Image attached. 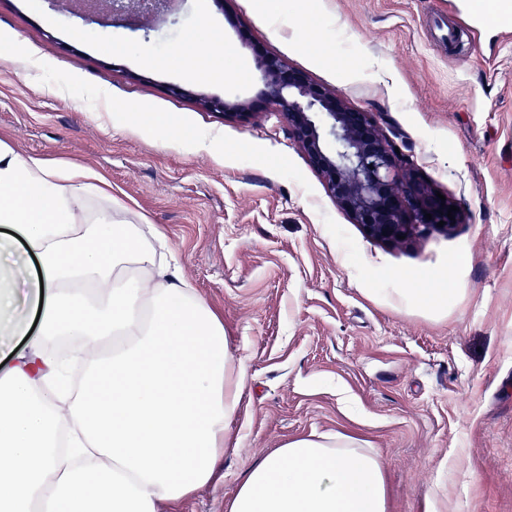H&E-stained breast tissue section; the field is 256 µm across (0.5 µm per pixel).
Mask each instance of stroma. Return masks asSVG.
Segmentation results:
<instances>
[{
    "mask_svg": "<svg viewBox=\"0 0 512 512\" xmlns=\"http://www.w3.org/2000/svg\"><path fill=\"white\" fill-rule=\"evenodd\" d=\"M257 48L373 112L462 223L373 240L281 116L202 106L260 100ZM0 140L102 173L248 365L214 478L177 512H225L251 463L336 432L377 454L387 512H512V33L473 0H181L147 35L0 0ZM200 101L210 110L224 116L225 119H244L254 113L251 112L254 107L252 100L247 98L238 96H224V99L201 97Z\"/></svg>",
    "mask_w": 512,
    "mask_h": 512,
    "instance_id": "obj_1",
    "label": "stroma"
}]
</instances>
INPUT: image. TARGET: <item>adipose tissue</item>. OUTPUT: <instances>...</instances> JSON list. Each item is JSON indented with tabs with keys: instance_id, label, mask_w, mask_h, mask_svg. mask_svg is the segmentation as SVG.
<instances>
[{
	"instance_id": "1",
	"label": "adipose tissue",
	"mask_w": 512,
	"mask_h": 512,
	"mask_svg": "<svg viewBox=\"0 0 512 512\" xmlns=\"http://www.w3.org/2000/svg\"><path fill=\"white\" fill-rule=\"evenodd\" d=\"M95 170L0 141V512H159L208 484L247 379L165 235L90 214ZM62 338L83 355L70 380ZM25 339L18 351L16 339ZM228 512H387L365 441H288Z\"/></svg>"
}]
</instances>
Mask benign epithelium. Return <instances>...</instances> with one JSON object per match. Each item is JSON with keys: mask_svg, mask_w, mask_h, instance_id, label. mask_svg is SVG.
I'll list each match as a JSON object with an SVG mask.
<instances>
[{"mask_svg": "<svg viewBox=\"0 0 512 512\" xmlns=\"http://www.w3.org/2000/svg\"><path fill=\"white\" fill-rule=\"evenodd\" d=\"M87 21L104 18L124 23L131 13L135 30L149 32L152 22L174 10L175 0H55ZM267 111L287 122L294 143L318 174L330 197L372 239L397 242L461 223V213L447 217L450 201H441L379 129L373 113L351 107L335 90L314 82L277 55L254 52ZM200 101L226 119L252 115V100L238 96L202 97ZM432 214V219L425 214Z\"/></svg>", "mask_w": 512, "mask_h": 512, "instance_id": "1", "label": "benign epithelium"}]
</instances>
